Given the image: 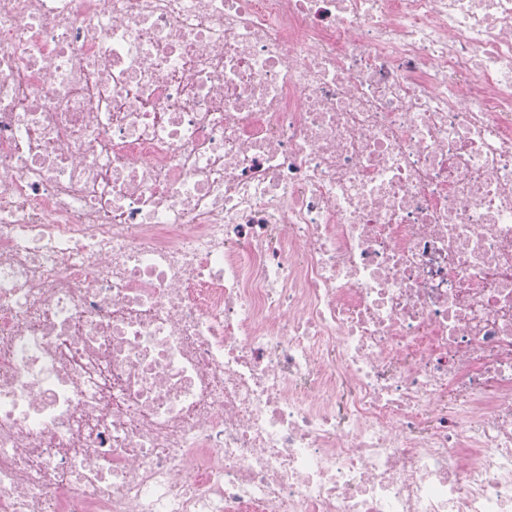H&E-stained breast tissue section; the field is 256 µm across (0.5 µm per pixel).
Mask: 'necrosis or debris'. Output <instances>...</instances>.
I'll list each match as a JSON object with an SVG mask.
<instances>
[{
    "label": "necrosis or debris",
    "instance_id": "1",
    "mask_svg": "<svg viewBox=\"0 0 512 512\" xmlns=\"http://www.w3.org/2000/svg\"><path fill=\"white\" fill-rule=\"evenodd\" d=\"M0 512H512V0H0Z\"/></svg>",
    "mask_w": 512,
    "mask_h": 512
}]
</instances>
